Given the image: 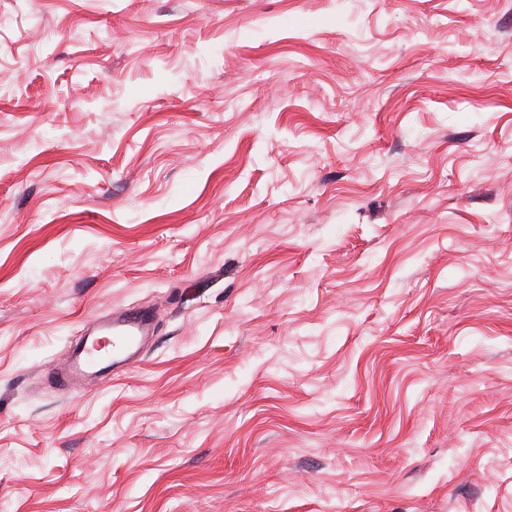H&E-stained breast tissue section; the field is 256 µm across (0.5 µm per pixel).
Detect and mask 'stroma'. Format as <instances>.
I'll return each instance as SVG.
<instances>
[{
    "mask_svg": "<svg viewBox=\"0 0 512 512\" xmlns=\"http://www.w3.org/2000/svg\"><path fill=\"white\" fill-rule=\"evenodd\" d=\"M0 512H512V0H0ZM152 317L150 310L146 308H124L119 312H112V320L105 327L111 338L108 345L112 347V357L107 359H95L94 352L101 349L88 350L84 359L80 361L76 357L69 375L62 376L59 384L69 386L72 379L81 374L86 366L99 363L111 362L113 376L122 373L126 366L138 360L135 348L138 336L144 335L145 328L149 325Z\"/></svg>",
    "mask_w": 512,
    "mask_h": 512,
    "instance_id": "obj_1",
    "label": "stroma"
}]
</instances>
